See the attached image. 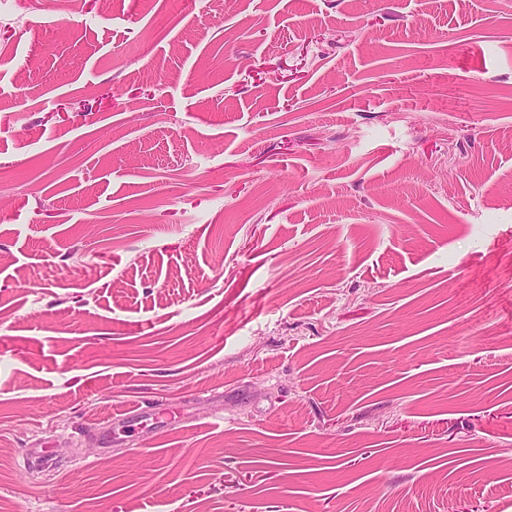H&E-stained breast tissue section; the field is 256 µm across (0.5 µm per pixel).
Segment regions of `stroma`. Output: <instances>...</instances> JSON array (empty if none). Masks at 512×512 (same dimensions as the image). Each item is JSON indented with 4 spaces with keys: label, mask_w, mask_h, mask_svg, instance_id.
<instances>
[{
    "label": "stroma",
    "mask_w": 512,
    "mask_h": 512,
    "mask_svg": "<svg viewBox=\"0 0 512 512\" xmlns=\"http://www.w3.org/2000/svg\"><path fill=\"white\" fill-rule=\"evenodd\" d=\"M0 512H512V0H0Z\"/></svg>",
    "instance_id": "obj_1"
}]
</instances>
